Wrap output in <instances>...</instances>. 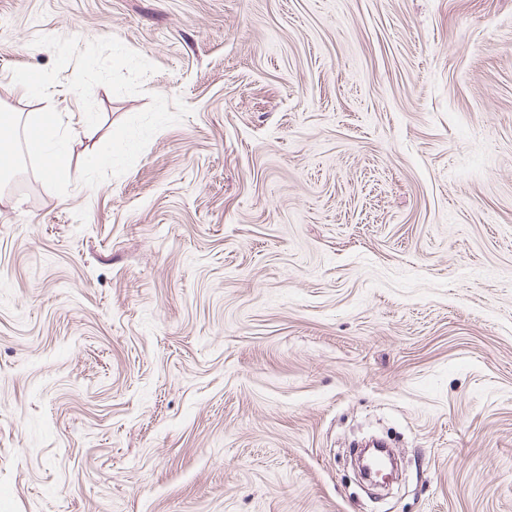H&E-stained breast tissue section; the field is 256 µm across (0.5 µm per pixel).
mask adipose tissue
<instances>
[{
    "label": "adipose tissue",
    "mask_w": 512,
    "mask_h": 512,
    "mask_svg": "<svg viewBox=\"0 0 512 512\" xmlns=\"http://www.w3.org/2000/svg\"><path fill=\"white\" fill-rule=\"evenodd\" d=\"M39 130L38 138L26 139L28 155L39 158L50 177L64 181H84L87 169L74 163L69 146L60 138L56 115L52 112H28L22 116L4 112L0 114V127L14 130L16 125Z\"/></svg>",
    "instance_id": "adipose-tissue-1"
}]
</instances>
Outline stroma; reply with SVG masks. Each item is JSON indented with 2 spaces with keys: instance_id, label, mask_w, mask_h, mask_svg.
Here are the masks:
<instances>
[{
  "instance_id": "stroma-1",
  "label": "stroma",
  "mask_w": 512,
  "mask_h": 512,
  "mask_svg": "<svg viewBox=\"0 0 512 512\" xmlns=\"http://www.w3.org/2000/svg\"><path fill=\"white\" fill-rule=\"evenodd\" d=\"M30 71L112 163L0 177V512H512V0H0ZM366 442V441H365ZM364 442V443H365ZM364 443L362 445H364ZM361 446H358V449L356 450L355 452V457H354V462H355V465H356V468L358 469L360 475L361 473H365L366 477L363 479L370 485L372 486H375V487H379V484L382 485V482H385V477H389L391 474L393 475V477L395 476V472H397V463H394L392 465V467L390 468V470L385 473V474H374L369 466V464L373 467V461L377 458H381L384 460V457L382 455H374L375 453L381 451L382 449H379L375 452H372V453H369V454H361V456L358 458L357 457V454L359 452V449L360 448H363ZM374 455V456H372Z\"/></svg>"
}]
</instances>
